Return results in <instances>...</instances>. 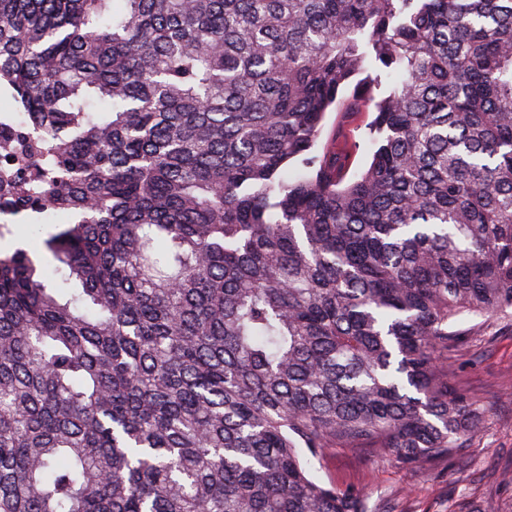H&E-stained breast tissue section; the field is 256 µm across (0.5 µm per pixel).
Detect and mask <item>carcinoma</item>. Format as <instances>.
Wrapping results in <instances>:
<instances>
[{
	"instance_id": "1",
	"label": "carcinoma",
	"mask_w": 512,
	"mask_h": 512,
	"mask_svg": "<svg viewBox=\"0 0 512 512\" xmlns=\"http://www.w3.org/2000/svg\"><path fill=\"white\" fill-rule=\"evenodd\" d=\"M0 512H381L309 458L429 470L512 310V0H0ZM368 103L367 161L329 117ZM20 221H22L21 217L17 214L7 210L0 212V224H12L9 227L14 233L13 236H7L5 242H0V251L11 250L10 247L12 243L19 240L31 255L40 262L44 275L52 286L74 288L73 284L67 286L61 284L60 275H55L53 272L55 263L52 261L50 254L46 252L43 245L48 235L57 231L56 224H59L58 221L52 216L47 217L41 224H16Z\"/></svg>"
}]
</instances>
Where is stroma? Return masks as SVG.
<instances>
[{"label": "stroma", "mask_w": 512, "mask_h": 512, "mask_svg": "<svg viewBox=\"0 0 512 512\" xmlns=\"http://www.w3.org/2000/svg\"><path fill=\"white\" fill-rule=\"evenodd\" d=\"M56 221L16 224V240L40 263L52 286H60L43 242ZM449 365L481 399L482 431L469 442L461 459L429 471L407 468L364 451L338 446L312 459L319 480L362 489L386 512H448L457 498L473 501L481 512H512V316L490 322L471 321L461 350L449 353Z\"/></svg>", "instance_id": "stroma-1"}]
</instances>
